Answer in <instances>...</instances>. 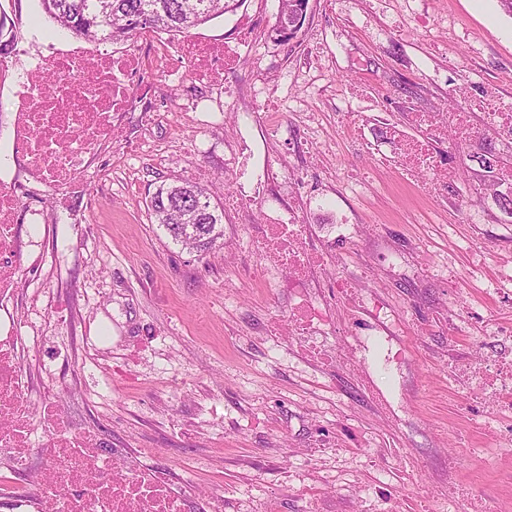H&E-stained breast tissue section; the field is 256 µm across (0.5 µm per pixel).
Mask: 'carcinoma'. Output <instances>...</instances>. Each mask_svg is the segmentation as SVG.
Here are the masks:
<instances>
[{
  "label": "carcinoma",
  "mask_w": 512,
  "mask_h": 512,
  "mask_svg": "<svg viewBox=\"0 0 512 512\" xmlns=\"http://www.w3.org/2000/svg\"><path fill=\"white\" fill-rule=\"evenodd\" d=\"M234 0H41L44 13L73 37L104 36L124 42L142 30L189 35L232 8ZM303 0H279V24L288 37L298 31L295 16ZM14 23L0 10V56L13 49ZM148 209L155 223L175 242L200 251L216 247L224 237V215L211 205L201 187L190 182L162 184Z\"/></svg>",
  "instance_id": "obj_1"
}]
</instances>
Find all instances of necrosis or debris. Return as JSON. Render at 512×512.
I'll return each mask as SVG.
<instances>
[{"mask_svg":"<svg viewBox=\"0 0 512 512\" xmlns=\"http://www.w3.org/2000/svg\"><path fill=\"white\" fill-rule=\"evenodd\" d=\"M239 46L206 39L176 40L143 33L123 48L86 37L47 44L41 56L22 70L0 61V89L13 92L8 121H0V498L17 499L24 512H186L184 493L174 491L161 473L144 467L139 456L124 448L102 451L99 438L73 434L55 413V400L45 396L43 413L28 399L29 382L21 360L22 326L13 307L22 283L19 262L42 271L49 252L41 245L24 246L19 224H42L43 195H50L55 214H64L63 197L87 194L88 173L98 149L112 144L134 147L126 126L136 113L155 110L154 66H164L168 81L184 78L207 86L224 81L239 66ZM56 77L47 91L46 73ZM394 144L380 164L406 177L425 176L424 187L435 199L445 197L458 168L443 157L439 143L461 148L486 136L503 149L488 173L500 195L512 197V102L502 101L486 86L455 106L412 112L381 128ZM235 192L225 205L242 204L281 189L279 170L269 157L245 155L231 169ZM263 230L257 250L273 256L275 286L302 297L292 314L298 335H320L328 324L321 303L307 299L313 275L324 253L314 246L307 224L296 209L262 212ZM464 384L497 404L481 429L488 444L512 446V436L499 433L498 422L512 418V359L456 364ZM43 416L53 428L52 445L41 452L38 491H21L17 477L28 464L34 419Z\"/></svg>","mask_w":512,"mask_h":512,"instance_id":"necrosis-or-debris-1","label":"necrosis or debris"}]
</instances>
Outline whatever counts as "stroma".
I'll use <instances>...</instances> for the list:
<instances>
[{"label": "stroma", "instance_id": "1", "mask_svg": "<svg viewBox=\"0 0 512 512\" xmlns=\"http://www.w3.org/2000/svg\"><path fill=\"white\" fill-rule=\"evenodd\" d=\"M14 20L26 63L65 33L39 0H0ZM278 0H238L198 32L233 44L238 17L260 18L255 43L225 78L233 98L201 96L204 112H178L132 135L139 149L101 154L92 189L69 207L89 222L62 224L50 247L51 275L23 271L30 299L23 366L40 405L44 389L75 434L104 448L142 452L175 489H189L186 512L222 491L224 512H376L399 500L405 512L435 498L448 512L455 493L437 480L449 457L457 481L477 493L499 488L512 512V454L481 443L476 424L491 411L468 405L453 361L512 351L494 326L512 329V213L477 186L493 142L454 151L459 167L444 200L393 171L372 170L370 153L348 139L344 113L364 110L361 87L378 119L428 110L452 90L482 85L512 100V16L498 0H309L297 36L277 40ZM272 99L268 127L255 103ZM250 112V125L237 116ZM320 124L311 153L297 149L300 114ZM269 149L326 257L310 294L330 310L322 342L342 353L320 369L292 335L288 292L260 275L265 263L249 226L207 252L183 248L154 224L156 187L188 181L220 204L233 186V148ZM351 284L338 291L341 280ZM387 308L381 346L360 341L368 299ZM65 308L68 318L54 316ZM406 357L377 368L383 347ZM387 400L377 412L362 382ZM336 440L333 448L324 447Z\"/></svg>", "mask_w": 512, "mask_h": 512}]
</instances>
